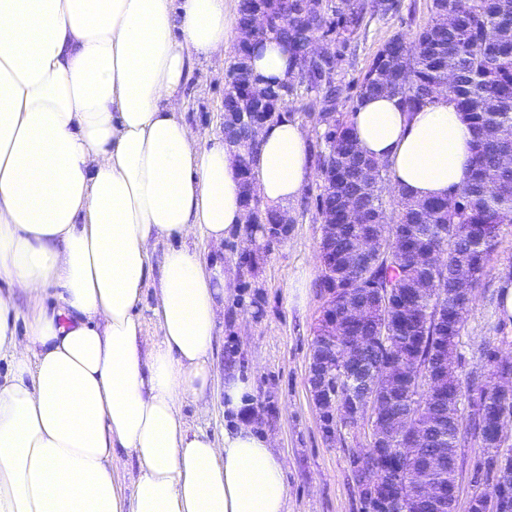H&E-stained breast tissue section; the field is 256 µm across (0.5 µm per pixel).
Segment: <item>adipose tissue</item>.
Wrapping results in <instances>:
<instances>
[{"mask_svg": "<svg viewBox=\"0 0 512 512\" xmlns=\"http://www.w3.org/2000/svg\"><path fill=\"white\" fill-rule=\"evenodd\" d=\"M225 47L224 0H0V512L287 510L276 439L243 415L254 389L237 369L224 372L236 423L222 442L183 416L208 399L231 282L190 243L221 245L248 219L237 148L201 145L182 115L195 63ZM291 57L267 38L251 67L285 81ZM351 124L414 198L467 177L472 133L447 99L408 112L367 97ZM308 139L286 117L259 131L252 179L268 207L300 199ZM149 289L145 349L136 308ZM20 296L34 305L24 319ZM123 451L138 463L128 496Z\"/></svg>", "mask_w": 512, "mask_h": 512, "instance_id": "1", "label": "adipose tissue"}]
</instances>
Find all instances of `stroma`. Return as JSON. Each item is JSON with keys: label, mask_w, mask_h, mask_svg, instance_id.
Wrapping results in <instances>:
<instances>
[{"label": "stroma", "mask_w": 512, "mask_h": 512, "mask_svg": "<svg viewBox=\"0 0 512 512\" xmlns=\"http://www.w3.org/2000/svg\"><path fill=\"white\" fill-rule=\"evenodd\" d=\"M393 9L366 12L353 34L336 35V82L345 93L337 111L351 117L355 86L384 44L395 34L415 36L431 20L432 0H394ZM235 54L198 61L184 91V117L199 132L201 144L223 133L220 112L224 78ZM320 110L315 94L299 93L288 101V114L309 127L312 165L324 151L322 130L315 125ZM322 190L312 178L291 206L287 234L274 235L269 225L249 224L242 235L224 240V264L235 273L232 297L224 306L211 358L214 382L207 404L186 401L185 418L192 429L223 439L234 418L224 411V370L236 366L254 387L252 420L257 432L274 434L277 453L285 461L288 512H360L351 461L368 448L363 427L336 425L323 430L322 413L307 385L306 367L316 328L329 300L319 286L322 223L315 198ZM251 248H243V238ZM512 278V224L502 225L486 273L474 293L458 351L467 368L479 367L486 346L512 358V324L499 311L500 288Z\"/></svg>", "instance_id": "1"}]
</instances>
